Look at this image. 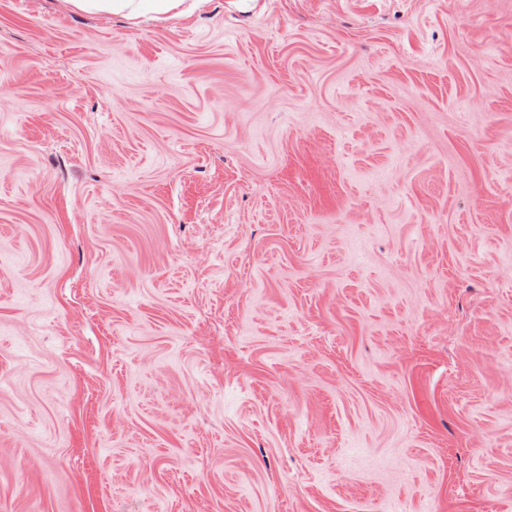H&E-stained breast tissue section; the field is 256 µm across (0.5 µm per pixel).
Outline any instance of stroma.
Returning a JSON list of instances; mask_svg holds the SVG:
<instances>
[{"label": "stroma", "mask_w": 512, "mask_h": 512, "mask_svg": "<svg viewBox=\"0 0 512 512\" xmlns=\"http://www.w3.org/2000/svg\"><path fill=\"white\" fill-rule=\"evenodd\" d=\"M0 512H512V0H0ZM194 0L187 10L181 9L185 0H67L72 7L89 13L124 14L126 17L140 14L166 15L168 17H155L157 20H168L183 17L198 8L201 2Z\"/></svg>", "instance_id": "35a3bbf8"}]
</instances>
